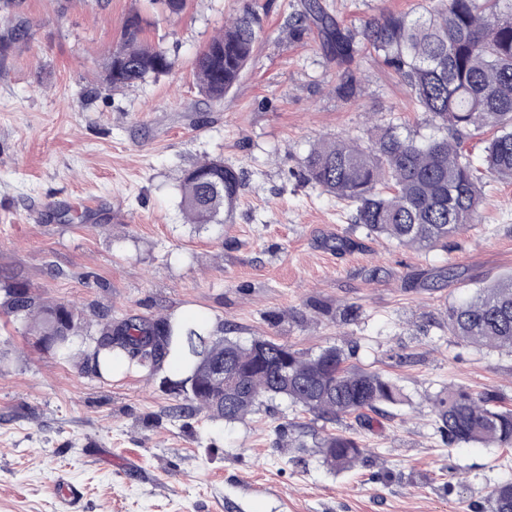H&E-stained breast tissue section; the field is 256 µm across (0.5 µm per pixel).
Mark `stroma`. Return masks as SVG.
Instances as JSON below:
<instances>
[{
    "label": "stroma",
    "instance_id": "obj_1",
    "mask_svg": "<svg viewBox=\"0 0 512 512\" xmlns=\"http://www.w3.org/2000/svg\"><path fill=\"white\" fill-rule=\"evenodd\" d=\"M304 0H186L145 40L168 73L113 89L104 52L146 0H17L0 12L31 26L0 52V276H17L85 320H203L212 335L271 337L309 354L336 346L349 364L397 382L406 401L329 421L288 401L244 421H176L175 370L93 377L81 357L43 351L0 313V512H57L59 475L84 490L80 512H489L490 486L512 480V447L446 444L430 400L457 385L512 409V355L459 341L449 305L512 274V181H488L481 221L429 252L364 238L346 202L298 178L321 139L363 141L372 127L435 135L404 83L369 55L361 90L336 94L316 33L288 36ZM359 30L429 0H326ZM262 34L254 61L219 102L200 93L197 54L243 5ZM208 158L240 172L230 221L196 225L180 207L183 174ZM357 238L336 253L324 241ZM460 277L440 280L447 269ZM353 307L354 321L336 312ZM343 434L363 450L327 469L314 445ZM306 447H296L298 438Z\"/></svg>",
    "mask_w": 512,
    "mask_h": 512
}]
</instances>
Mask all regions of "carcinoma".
I'll list each match as a JSON object with an SVG mask.
<instances>
[{
  "label": "carcinoma",
  "instance_id": "1",
  "mask_svg": "<svg viewBox=\"0 0 512 512\" xmlns=\"http://www.w3.org/2000/svg\"><path fill=\"white\" fill-rule=\"evenodd\" d=\"M147 21L138 13L124 22L116 47L102 62L103 79L113 88L143 83L167 73L172 62L159 46L144 43ZM317 30L325 58L336 64V93L355 98L363 47L407 86L417 108L430 115L444 135L419 142L394 126L379 127L365 144L342 140L313 145L302 158L299 176L354 207V224L368 236H384L399 246L431 251L478 220L483 179L512 180V0H435L434 6L405 14H381L354 32L335 18L323 0H306L305 10L288 17V30L302 38ZM30 36L16 24L0 34V49ZM260 21L245 6L225 24L195 62L201 91L221 101L254 57ZM496 134L479 159L462 151L464 138L484 127ZM238 171L213 159L187 170L180 206L193 224H222L239 202ZM0 307L28 323L40 347L67 356L83 347L90 371L112 373L111 356L149 375L176 359L181 378L172 388L184 396L179 419L205 409L227 423L244 420L265 401L285 399L328 419L383 411L404 402L402 389L382 374L346 365L336 347L303 355L272 338L247 346L213 336L202 324L168 318L107 321L95 334L82 331L81 318L64 302L48 303L19 278L0 279ZM448 329L458 339L512 354V275L476 289L448 309ZM437 431L448 445L512 447V410L488 393L464 387L442 389L432 400ZM331 470L350 469L362 454L351 438L330 434L318 442ZM491 512H512V481L490 488Z\"/></svg>",
  "mask_w": 512,
  "mask_h": 512
}]
</instances>
